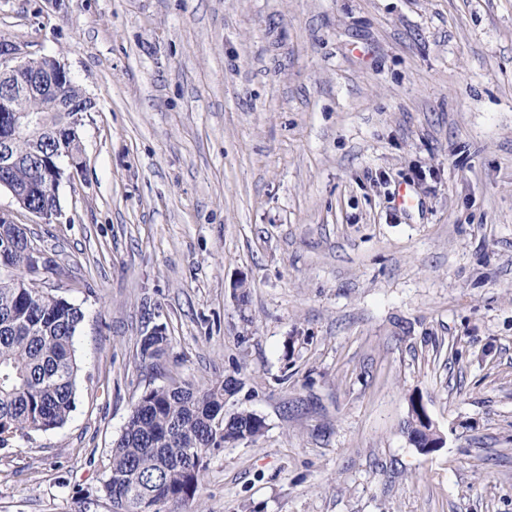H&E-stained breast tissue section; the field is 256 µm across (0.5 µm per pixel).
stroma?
<instances>
[{
    "instance_id": "obj_1",
    "label": "stroma",
    "mask_w": 512,
    "mask_h": 512,
    "mask_svg": "<svg viewBox=\"0 0 512 512\" xmlns=\"http://www.w3.org/2000/svg\"><path fill=\"white\" fill-rule=\"evenodd\" d=\"M0 38L95 103L53 222L0 190L84 312L76 409L0 448V512H112L142 391L227 376L266 429L199 512H512V0H0ZM420 400L411 398L409 401L407 419L404 423V433L408 441L415 447L420 448L421 454L426 455L430 450L426 448L433 445L434 440H431L424 429H427L419 411ZM438 445H433L432 449L439 448Z\"/></svg>"
}]
</instances>
